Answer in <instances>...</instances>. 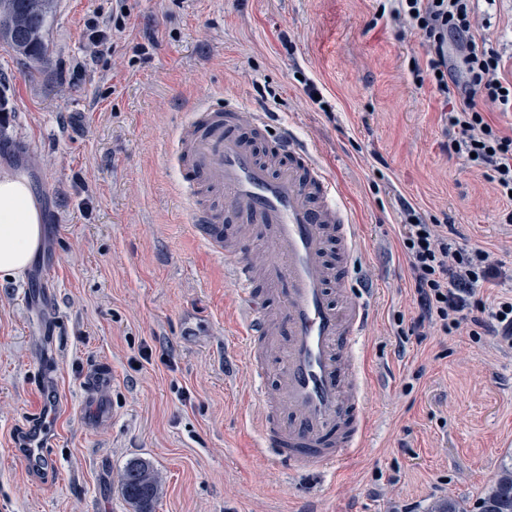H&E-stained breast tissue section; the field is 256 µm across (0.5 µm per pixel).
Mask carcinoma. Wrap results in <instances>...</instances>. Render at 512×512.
<instances>
[{
	"mask_svg": "<svg viewBox=\"0 0 512 512\" xmlns=\"http://www.w3.org/2000/svg\"><path fill=\"white\" fill-rule=\"evenodd\" d=\"M55 11V0H0V19L7 46L36 67L47 53L44 32ZM121 491L135 512H153L161 491V479L150 461L136 458L120 475ZM476 512H512V463L501 465L495 479L474 504Z\"/></svg>",
	"mask_w": 512,
	"mask_h": 512,
	"instance_id": "cac0c4a2",
	"label": "carcinoma"
}]
</instances>
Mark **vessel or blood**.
<instances>
[{
  "label": "vessel or blood",
  "instance_id": "obj_1",
  "mask_svg": "<svg viewBox=\"0 0 512 512\" xmlns=\"http://www.w3.org/2000/svg\"><path fill=\"white\" fill-rule=\"evenodd\" d=\"M239 115L236 107L203 108L179 131V161L224 201L223 210L195 213L192 227L223 255L238 285L254 375H262L275 338L288 335L276 390L256 397L264 447L300 470L335 471L366 436L364 388L343 359L366 319L363 303L347 290L360 238L339 186L312 151L283 136L260 160L256 141L269 121L261 115L244 126ZM230 222L257 234L225 237ZM259 278L285 287L277 317L266 311Z\"/></svg>",
  "mask_w": 512,
  "mask_h": 512
}]
</instances>
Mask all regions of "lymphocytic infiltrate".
Listing matches in <instances>:
<instances>
[{"label":"lymphocytic infiltrate","mask_w":512,"mask_h":512,"mask_svg":"<svg viewBox=\"0 0 512 512\" xmlns=\"http://www.w3.org/2000/svg\"><path fill=\"white\" fill-rule=\"evenodd\" d=\"M390 15L404 31L418 34L423 60H410L415 84L431 83L446 104L449 154L466 158L487 177L504 203L502 217L512 223V132L494 124L486 110L512 111V79L505 62L483 32L475 0H392ZM458 54L450 56L449 43ZM399 228L403 255L414 286L417 314L411 331L470 336L512 335V294L485 304L479 288L503 278L492 250L468 243L454 225L425 222L410 203H402Z\"/></svg>","instance_id":"f902f5d3"}]
</instances>
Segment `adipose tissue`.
Returning <instances> with one entry per match:
<instances>
[{"label":"adipose tissue","instance_id":"ef3b65f1","mask_svg":"<svg viewBox=\"0 0 512 512\" xmlns=\"http://www.w3.org/2000/svg\"><path fill=\"white\" fill-rule=\"evenodd\" d=\"M43 239V215L24 172L0 174V279L20 277Z\"/></svg>","mask_w":512,"mask_h":512}]
</instances>
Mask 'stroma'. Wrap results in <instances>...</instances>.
I'll return each mask as SVG.
<instances>
[{"instance_id":"1","label":"stroma","mask_w":512,"mask_h":512,"mask_svg":"<svg viewBox=\"0 0 512 512\" xmlns=\"http://www.w3.org/2000/svg\"><path fill=\"white\" fill-rule=\"evenodd\" d=\"M56 2L39 70L0 44V171L24 170L44 213L31 266L0 280V512H134L120 475L135 458L161 477L155 512L474 502L512 460V343L398 335L416 314L401 203L508 270L512 224L492 183L445 150L444 103L408 70L419 38L377 0ZM479 9L512 63V0ZM92 17L111 34L96 58ZM200 104L271 115L274 136L316 153L362 236L349 289L367 308V437L341 471H299L262 445L254 392L276 371L251 374L237 286L190 227L211 197L181 193L179 127ZM40 404L52 424L36 470L19 446Z\"/></svg>"}]
</instances>
